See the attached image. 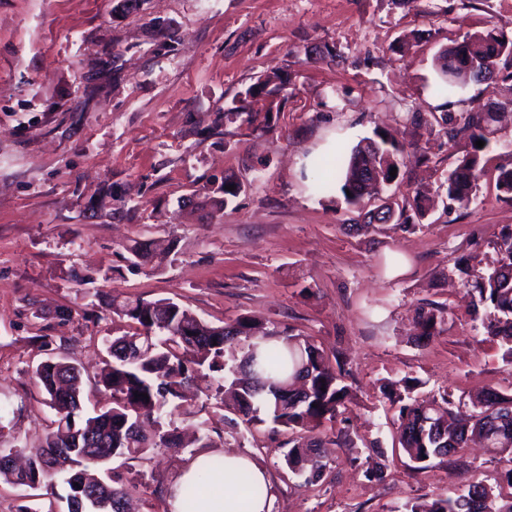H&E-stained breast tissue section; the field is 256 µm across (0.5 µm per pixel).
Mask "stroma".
Instances as JSON below:
<instances>
[{
  "label": "stroma",
  "instance_id": "35a3bbf8",
  "mask_svg": "<svg viewBox=\"0 0 512 512\" xmlns=\"http://www.w3.org/2000/svg\"><path fill=\"white\" fill-rule=\"evenodd\" d=\"M487 28L512 35V0H0V448L37 447L53 427L31 379L43 361L82 367L85 412L111 406L96 386L103 341L129 323L99 296L170 298L213 325L249 316L314 337L340 362L349 396L322 432L353 445L327 449L311 488L285 471L283 434L225 420L216 380L199 381L176 420L207 434L211 454L263 466L273 512H392L474 473L496 484L499 464L474 445L421 473L397 461L384 481L364 476L397 433L384 385L413 379L415 396L454 402L487 386L512 396V360L484 340L455 268L492 262L495 232L512 226V202L495 188L498 167H512V125L492 137L461 207L435 190L464 145L405 119L439 104L436 52ZM407 36L411 49L397 52ZM273 67L294 93L271 114L244 92ZM510 101L512 78L500 77L469 84L454 109ZM378 127L430 158L408 155L407 184L388 190L434 193L422 223L367 229L308 188L320 145L348 149ZM228 176L243 188L210 214L202 201ZM137 241L171 251L135 262ZM426 302L447 313L421 341L413 318ZM194 455L158 448L111 467L136 479L144 512H169ZM65 492L0 479V512H61Z\"/></svg>",
  "mask_w": 512,
  "mask_h": 512
}]
</instances>
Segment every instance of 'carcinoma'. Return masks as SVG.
<instances>
[{"instance_id":"1","label":"carcinoma","mask_w":512,"mask_h":512,"mask_svg":"<svg viewBox=\"0 0 512 512\" xmlns=\"http://www.w3.org/2000/svg\"><path fill=\"white\" fill-rule=\"evenodd\" d=\"M436 62L439 79L433 92L443 99L440 107L446 108L471 82L502 73L512 78V36L493 28L470 34L440 50ZM287 85L288 79L271 69L258 76L245 96L267 97L278 104ZM501 116L498 107L492 105L471 108L455 117L433 112L408 114L412 124L430 134L434 126H440L450 143L468 139L469 149L440 184L448 199L464 206L471 202L485 175V148L478 147L476 141L490 142L489 135L496 131ZM403 152L390 131L376 130L374 137L346 153L314 160L311 186L323 195L336 191L347 205L357 207L381 191L377 184L365 183L366 171L380 169L386 185L404 182ZM393 167L397 168L394 177L390 176ZM496 189L500 199L512 201L511 167L498 169ZM238 194L237 189L222 187L205 197L204 203L221 211ZM429 202L426 190L414 189L412 197L397 206L395 223L422 221L429 212ZM495 248L497 259L487 268L475 269L460 262L457 269L464 286L474 295L473 311L481 306L489 309L483 320L485 335L506 346V355L512 358V227L501 228ZM107 306L135 325L133 333L105 341L112 361L106 364L99 383L111 392L112 407L83 416L80 369L63 360L40 363L32 379L56 412L55 427L40 447L29 450L24 472L0 465V478L40 490L53 487L56 477L68 485L77 473L94 482L93 469L100 473L102 482L99 500H112V512H127L131 487L112 476L108 463L114 458L144 456L155 448L181 447L176 430L160 427L148 436L141 422L146 419L160 425L166 420L173 425L174 416L183 408L185 384L202 370L219 377L216 392L232 395L233 410L245 423L272 424L288 433L284 464L298 479V486L305 487L322 476L326 464L318 449L330 443L352 447L346 436L331 442L313 436L316 429L336 420L348 389L310 339L277 329L258 335L253 320L246 316L211 325L169 299L114 296ZM444 313L439 304L419 308L415 317L419 336H436ZM137 391L147 397H135ZM385 398L399 404L398 443L412 469L423 471L478 440L502 463L501 481L512 489V396L489 387L470 398V413L460 414L453 411L445 395L439 400L413 396V386L405 379L392 383ZM222 467L216 460L196 481L180 487L179 496L188 512L195 510L204 492L220 493L212 483V471ZM237 489L245 506L264 495L262 486L244 470L237 475ZM397 512H512V492L497 494L474 475L451 495L409 500Z\"/></svg>"}]
</instances>
